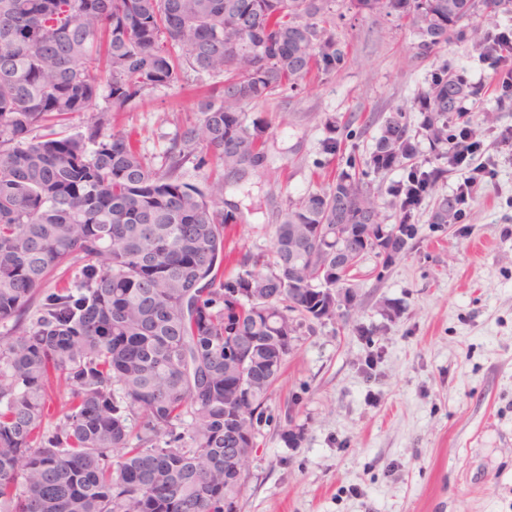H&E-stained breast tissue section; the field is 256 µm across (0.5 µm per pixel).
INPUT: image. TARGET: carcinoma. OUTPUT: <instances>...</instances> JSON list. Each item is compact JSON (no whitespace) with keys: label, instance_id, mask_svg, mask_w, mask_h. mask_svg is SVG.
<instances>
[{"label":"carcinoma","instance_id":"cac0c4a2","mask_svg":"<svg viewBox=\"0 0 512 512\" xmlns=\"http://www.w3.org/2000/svg\"><path fill=\"white\" fill-rule=\"evenodd\" d=\"M350 5L411 19L424 58L476 11L474 0ZM335 13L336 0H0V322L13 321L0 335V512H233L247 476L224 478V449H239L244 471L292 349L270 344L279 323L356 321L352 271L410 249L414 209L448 172L419 159V137L452 165L456 136L471 132L446 64L417 99L418 128L391 113L334 185L281 204L271 257L226 246L244 223L229 189L271 165L270 124L246 108L340 66ZM185 68L224 80L201 91L199 122L155 168L131 134L108 132L112 113ZM84 112V132L51 131ZM324 129L334 158L335 116ZM208 156L222 174L187 181L186 165ZM395 167L400 221L385 225L368 178ZM458 221L435 197L430 224ZM338 224L363 227L339 269ZM336 286L340 307L327 301Z\"/></svg>","mask_w":512,"mask_h":512}]
</instances>
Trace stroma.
<instances>
[{"label": "stroma", "mask_w": 512, "mask_h": 512, "mask_svg": "<svg viewBox=\"0 0 512 512\" xmlns=\"http://www.w3.org/2000/svg\"><path fill=\"white\" fill-rule=\"evenodd\" d=\"M510 23L512 0L477 9L425 60L410 20L358 14L338 0L344 63L249 108L271 124L276 172L232 195L248 213L229 244L244 253L271 252L286 198L334 184L340 167L322 150L326 116L354 118L362 132L344 139L343 153L369 152L375 116L402 107L419 122L414 103L444 63L480 86L462 107L490 174L460 224L431 228L433 201L424 199L402 258L384 271L374 255L361 260L352 278L357 325L300 330L256 424L234 512H512V152L496 141L512 126V99L502 100L475 48L477 34ZM211 82L186 71L176 85L147 91L114 127L160 165L183 123L198 117L195 88ZM289 429L299 435L292 444Z\"/></svg>", "instance_id": "1"}]
</instances>
